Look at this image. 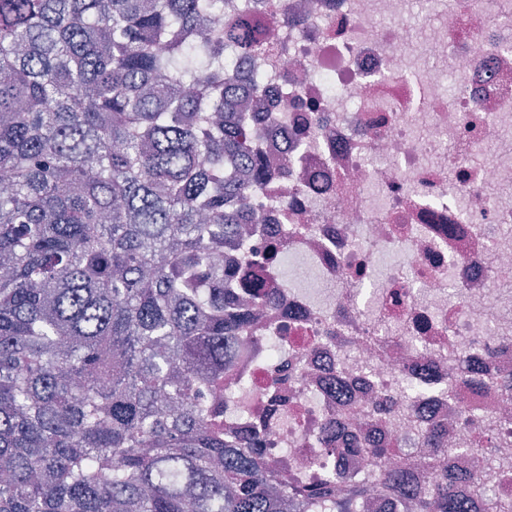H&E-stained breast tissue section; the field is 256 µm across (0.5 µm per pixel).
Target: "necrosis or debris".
Segmentation results:
<instances>
[{"mask_svg":"<svg viewBox=\"0 0 512 512\" xmlns=\"http://www.w3.org/2000/svg\"><path fill=\"white\" fill-rule=\"evenodd\" d=\"M428 5L431 21L407 19ZM235 53L269 170L250 207L270 294L220 427L259 423L290 481L405 464L512 498V0H260ZM279 352L270 355V341ZM438 425L452 457L422 447ZM385 445L368 456L366 438Z\"/></svg>","mask_w":512,"mask_h":512,"instance_id":"necrosis-or-debris-1","label":"necrosis or debris"}]
</instances>
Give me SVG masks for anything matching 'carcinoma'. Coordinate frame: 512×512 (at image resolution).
I'll use <instances>...</instances> for the list:
<instances>
[{"instance_id":"carcinoma-1","label":"carcinoma","mask_w":512,"mask_h":512,"mask_svg":"<svg viewBox=\"0 0 512 512\" xmlns=\"http://www.w3.org/2000/svg\"><path fill=\"white\" fill-rule=\"evenodd\" d=\"M223 8L0 0V512H361V485L296 488L267 431L218 428L205 398L269 300L242 307L245 261H211L245 253L265 174L224 48L266 45L246 11L204 31ZM377 487L416 512H512L488 474Z\"/></svg>"}]
</instances>
